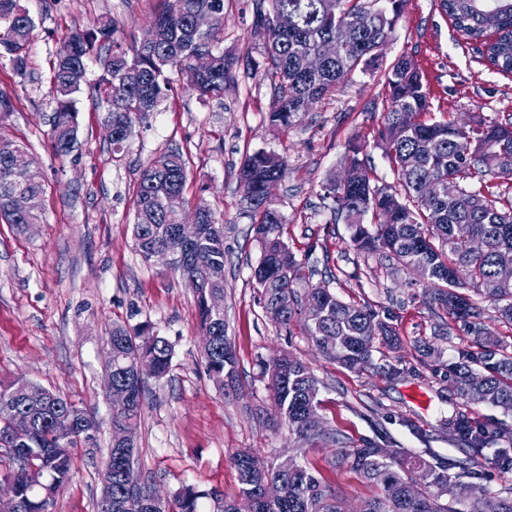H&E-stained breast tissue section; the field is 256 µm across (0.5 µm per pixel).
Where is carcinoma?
Listing matches in <instances>:
<instances>
[{"label":"carcinoma","instance_id":"1","mask_svg":"<svg viewBox=\"0 0 512 512\" xmlns=\"http://www.w3.org/2000/svg\"><path fill=\"white\" fill-rule=\"evenodd\" d=\"M379 2L253 0L255 32L264 39L265 77L272 89L267 112L270 128L288 130L336 85L357 72L377 68L378 49L390 41L398 18L394 0H385L384 9L377 8ZM158 4L147 30L129 45L112 39L114 25L109 22L63 39L53 64L51 141L56 154L73 151L78 133L74 96L84 78L85 61L101 42L107 45L101 84L107 90L114 155L124 151L136 125L155 111L168 90V71H178L187 88L203 97L224 95L233 69V59L218 48L224 39V0H158ZM442 7L460 34L481 46L480 54L492 68L512 74V0H442ZM200 13L218 16L206 32L193 25V17ZM279 13L288 14L292 21L286 31L272 24ZM34 27L20 0H0V59L24 70ZM343 34L348 38L343 55L315 70L307 68L308 57ZM199 53L211 58L204 73L191 65ZM385 82L388 107L381 114L374 142L397 184H371L368 158L362 156V146L353 144L346 159L357 171L356 181L347 186L327 183L323 198L332 199L334 217L344 218L349 225L357 255L384 260L393 272L412 265L425 269L432 284L425 304L431 310H443L472 335L471 345L448 368L451 383L464 399L511 415L512 351L486 323L485 309L463 289L493 304L497 321L512 326V281L500 279L501 270L512 266V196L485 182L488 174H512V121L476 120L467 127L451 118H427L430 92L411 55L397 59ZM27 155L23 146L0 137V214L10 224H40L44 218V176L28 168ZM287 169L283 156L257 151L245 158L238 174L239 187L258 216L253 231L261 257L252 281L259 301L265 307L280 308L281 327L288 330L293 322L302 323L326 358L349 369H364L371 365L376 339L393 335V329L373 308L345 302L328 286L310 282L312 269L281 237L280 213L261 197L262 184L283 178ZM429 181L441 185L440 196L422 195ZM186 182V162L178 150H168L143 166L132 236L145 259L182 231L183 225L167 213L165 200L173 191L184 192ZM16 188L36 201L32 214L16 217L10 211V194ZM195 209L199 223L185 236L175 272L191 289L200 330L210 337V346L202 351L207 372L218 370L231 376L237 359L226 336L224 316L207 308L208 295L225 287L224 224L204 201ZM473 238L483 240L482 251L471 250ZM199 252L209 256L204 269L194 262ZM148 325L144 321L112 326V381L131 392L127 409L112 413L114 426L126 420L134 428L141 414L147 385L138 381L135 361L153 363L157 379L170 370L172 345L156 331L145 332ZM263 374L268 376L276 419L297 440L298 456H306L317 443L340 444L334 429L310 420L320 407L322 382L304 361L283 352L263 363ZM97 430L94 417L71 400L23 378L0 382V448L8 449L9 456V468L0 478L15 483L20 512H49L69 482L73 449L93 440ZM455 431L469 445V456L463 460L435 465L401 448L370 442L361 448L338 447L331 465L346 466L380 489L357 512H512L511 490L487 495L466 510L459 508L463 501L457 492L462 478L473 473L471 463L487 440L498 435L512 441V436L465 416L456 420ZM112 447L104 486V493L112 495V512H203L204 499L210 501V512H348L336 489L308 466L298 462L288 473L277 466L258 474L249 466L253 454L247 451L234 456L238 499L227 501L216 489L200 490L194 485L182 486L171 500L156 499L134 472L136 442ZM269 479L284 485L283 495L274 500L261 493V483Z\"/></svg>","mask_w":512,"mask_h":512}]
</instances>
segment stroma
<instances>
[{"label":"stroma","instance_id":"35a3bbf8","mask_svg":"<svg viewBox=\"0 0 512 512\" xmlns=\"http://www.w3.org/2000/svg\"><path fill=\"white\" fill-rule=\"evenodd\" d=\"M21 4L35 30L25 74L0 60V90L16 98L14 111L0 112V135L26 147L43 173L45 219L31 227L0 219V381L36 382L101 422L93 442L74 448L70 481L51 512H98L112 442L104 391L107 336L116 322H151L174 346L167 376L147 383L137 429L136 469L166 498L185 484L237 498V451L250 450L268 465L293 452L294 436L272 425L274 406L261 366L283 351L301 357L321 380L319 414L349 448L389 441L428 460L461 459L467 449L450 427L457 416L512 426V415L466 402L449 382L447 366L467 347L468 335L443 311L423 304L427 284L358 256L348 225L335 220L330 201L319 196L353 143L362 145L370 161L373 184L393 183L373 139L387 108L385 72L400 55L417 60L430 90L432 119L512 117V75L489 70L436 0H404L379 69L339 84L285 133L266 122L272 90L263 75L262 39L252 29V0H224L223 48L235 65L223 99L199 97L177 71H168L170 91L153 116L137 125L118 158L106 136L95 54L75 96L78 145L69 156L54 154L52 64L63 36L101 19L115 21L117 38L141 36L156 0ZM172 148L187 163V203L205 199L224 217V319L237 372L220 387L202 359L191 290L179 274L145 261L131 233L141 166ZM258 150L288 158V172L272 198L284 218L283 239L314 269V282H328L344 301L372 307L396 331V345L377 341L364 371L323 357L299 326L280 330L258 300L252 270L261 249L237 182L245 156ZM430 344L439 358L427 357ZM502 448V442H491L479 458L478 483L491 494L512 487V472L498 465ZM332 454V447L317 448L306 464L348 506L376 495V487L355 472L331 466Z\"/></svg>","mask_w":512,"mask_h":512}]
</instances>
